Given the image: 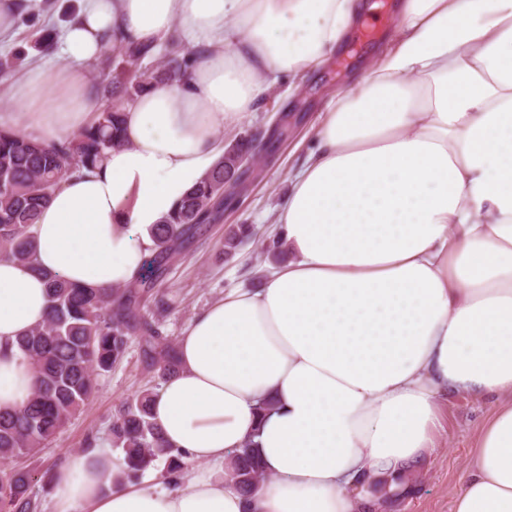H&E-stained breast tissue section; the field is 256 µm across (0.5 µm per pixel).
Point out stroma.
Listing matches in <instances>:
<instances>
[{"instance_id": "1", "label": "stroma", "mask_w": 512, "mask_h": 512, "mask_svg": "<svg viewBox=\"0 0 512 512\" xmlns=\"http://www.w3.org/2000/svg\"><path fill=\"white\" fill-rule=\"evenodd\" d=\"M48 0H28L36 17L34 27L16 29L12 38L0 41V57L23 51L20 72L32 65L51 71L64 62L62 52L43 54L41 35L60 41L64 24L76 9L78 0H49L52 11H45ZM372 10L366 16L368 28H355L343 48L303 75L270 85L256 112L238 125L222 130L224 140L236 135L262 131L287 117L292 128L288 140L260 164L261 175L234 207L225 209L223 218L208 225L164 278L162 288L172 297V308L161 324L170 339H178L200 311L235 288L262 287L270 271L263 249L273 236L278 208L288 190L290 176L315 148L311 133L319 117L331 109L337 94L351 90L377 63L387 35L397 25L394 0H367ZM239 224L253 225L255 238L244 242L232 255L224 253V239ZM137 343H130L123 361L97 381L95 397L56 435L50 445L33 457L17 458V465L39 472L55 471L70 456L86 450L88 443L111 448L112 415L130 402L138 391L156 385ZM491 408L490 400L466 395L449 398L440 411L435 449L419 471L413 473V491L391 512H452V492L472 451L475 437Z\"/></svg>"}]
</instances>
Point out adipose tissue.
Here are the masks:
<instances>
[{
	"mask_svg": "<svg viewBox=\"0 0 512 512\" xmlns=\"http://www.w3.org/2000/svg\"><path fill=\"white\" fill-rule=\"evenodd\" d=\"M360 0H83L66 58L18 75L0 127L36 141L78 134L96 108L86 70L106 41L186 32L187 81L125 112L123 146L66 177L34 227L36 263L0 261V345L42 323L38 269L126 285L152 230L224 154L217 131L253 112L271 78L341 45ZM394 48L341 93L277 216L288 249L260 288L195 316L180 369L152 403L164 438L201 468L136 486L92 448L52 479L54 512H379L358 484L414 473L450 397L493 396L453 512H512V0H398ZM36 372L0 355V410ZM255 442L266 477L227 479Z\"/></svg>",
	"mask_w": 512,
	"mask_h": 512,
	"instance_id": "1",
	"label": "adipose tissue"
}]
</instances>
